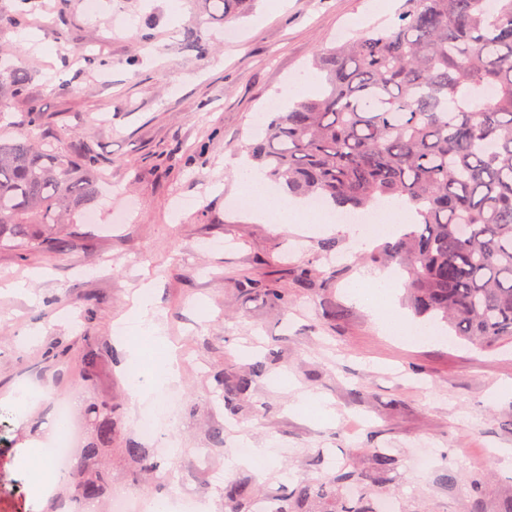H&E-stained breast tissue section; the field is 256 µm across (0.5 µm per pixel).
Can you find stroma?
<instances>
[{
  "label": "stroma",
  "instance_id": "1",
  "mask_svg": "<svg viewBox=\"0 0 512 512\" xmlns=\"http://www.w3.org/2000/svg\"><path fill=\"white\" fill-rule=\"evenodd\" d=\"M401 4L256 0L227 24L211 19L207 0H103L93 16L84 0H32L22 28L0 26V48L31 75L8 112L44 113L58 146H90L112 177L111 196L86 205L97 223L82 224L67 251L22 258L0 249V284L30 287L26 297L0 293V419L20 438L0 445V512H47L35 493L47 477L38 452L51 443L57 405L79 415L94 398L119 409L118 493L198 490L210 512H225V480L272 495L284 481L349 473L339 491L350 496L381 452L396 464L368 497L394 496L401 512H500L512 500V393H493L512 380V346H408L381 335L351 284L383 266L356 251L347 228L263 224L237 192L231 161L259 140L262 114L283 87L310 73L338 32L385 25ZM193 30L207 37V53L191 42ZM79 50L107 66L86 67ZM326 241L332 252H323ZM254 275L287 288L289 303L250 289ZM144 282L180 351L181 378L158 448L169 478L133 485L119 450L140 442L137 424L154 405L136 404L115 327ZM87 336L101 352L89 374L76 360ZM258 361L265 373L229 414L216 375ZM284 376L328 401L334 416L292 411ZM23 385L40 395L25 412L14 402ZM217 427L219 447L210 437ZM245 442L277 448L267 477L230 466Z\"/></svg>",
  "mask_w": 512,
  "mask_h": 512
}]
</instances>
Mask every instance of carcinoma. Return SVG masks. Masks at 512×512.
Listing matches in <instances>:
<instances>
[{
  "label": "carcinoma",
  "instance_id": "1",
  "mask_svg": "<svg viewBox=\"0 0 512 512\" xmlns=\"http://www.w3.org/2000/svg\"><path fill=\"white\" fill-rule=\"evenodd\" d=\"M229 21L250 0H209ZM319 92L264 115L252 168L296 196L345 213L376 212L395 200L417 215L379 260L407 274L419 318L485 347L512 343V0H404L396 19L321 49ZM27 74L0 64V106ZM39 112L0 140V246L20 256L63 252L78 235L66 217L97 196L101 159L34 135ZM82 362L99 357L84 337ZM258 365L218 376L224 407L239 410ZM86 438L69 487L52 499L71 512L103 507L112 494V403L91 401ZM132 482L167 475L153 449H118ZM247 485L224 483L228 512H252ZM335 482L298 484L276 512H336Z\"/></svg>",
  "mask_w": 512,
  "mask_h": 512
}]
</instances>
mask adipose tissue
Instances as JSON below:
<instances>
[{"label": "adipose tissue", "mask_w": 512, "mask_h": 512, "mask_svg": "<svg viewBox=\"0 0 512 512\" xmlns=\"http://www.w3.org/2000/svg\"><path fill=\"white\" fill-rule=\"evenodd\" d=\"M240 181L238 194L247 204L253 216L268 224H285L306 219L308 209L303 199L292 197L288 192H270L267 179L246 163L237 162ZM395 284L389 273L377 274L364 283H354L353 295L362 304L374 311L378 329L382 335L398 339L404 343H418L424 333L403 317L386 302ZM150 286H143L128 317L141 333L140 339L122 336L121 341L128 353L127 363L131 376V387L139 401H146L165 385L177 382L179 372L176 367L175 349L161 334L158 313L153 307ZM161 345L162 352L153 368L147 371L138 366V359L146 342Z\"/></svg>", "instance_id": "adipose-tissue-1"}]
</instances>
